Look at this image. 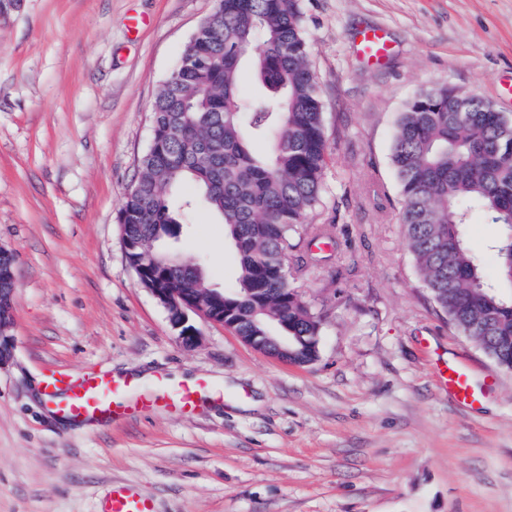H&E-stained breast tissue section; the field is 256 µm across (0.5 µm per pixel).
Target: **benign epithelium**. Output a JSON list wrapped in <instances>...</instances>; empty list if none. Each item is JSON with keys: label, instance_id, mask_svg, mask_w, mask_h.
I'll return each mask as SVG.
<instances>
[{"label": "benign epithelium", "instance_id": "obj_1", "mask_svg": "<svg viewBox=\"0 0 512 512\" xmlns=\"http://www.w3.org/2000/svg\"><path fill=\"white\" fill-rule=\"evenodd\" d=\"M125 253H135L129 265L134 270L137 283L147 290L163 306L172 328L177 332L179 343L185 348H193L200 341L199 330L190 322V316L198 315L234 331L239 325L236 307L233 305L215 306L203 292L190 293L175 277L165 274L157 276L152 272V256L142 250L138 241L123 237ZM17 288L15 258L12 250L0 246V366L7 363L13 354L14 340L8 334L14 317V295ZM242 340L255 350L290 364L288 340L275 335L255 332L242 337Z\"/></svg>", "mask_w": 512, "mask_h": 512}]
</instances>
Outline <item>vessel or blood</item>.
Here are the masks:
<instances>
[{
    "label": "vessel or blood",
    "mask_w": 512,
    "mask_h": 512,
    "mask_svg": "<svg viewBox=\"0 0 512 512\" xmlns=\"http://www.w3.org/2000/svg\"><path fill=\"white\" fill-rule=\"evenodd\" d=\"M360 52L370 61L384 59L391 45L378 28L365 29L359 40ZM443 386L455 402L476 406L482 399L470 381L469 370L460 363L442 367ZM133 378H115L103 371H91L79 379L71 378L60 370L50 371L43 392L49 405L61 418L73 421L106 424L113 419L149 409L151 400L133 397ZM208 383L198 381L180 387L162 386L161 401L168 408L188 413L198 408L203 393L209 392ZM103 512H154L151 501L124 485L113 486L103 505Z\"/></svg>",
    "instance_id": "b4317fda"
}]
</instances>
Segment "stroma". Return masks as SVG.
I'll use <instances>...</instances> for the list:
<instances>
[{
	"label": "stroma",
	"mask_w": 512,
	"mask_h": 512,
	"mask_svg": "<svg viewBox=\"0 0 512 512\" xmlns=\"http://www.w3.org/2000/svg\"><path fill=\"white\" fill-rule=\"evenodd\" d=\"M216 0H23L0 19V245L16 256L12 360L0 366V512H101L113 484L154 512H512V372L458 335L423 288L398 221L396 119L446 83L512 115V0H301L328 142L330 249L293 275L322 317L295 366L194 317L181 346L129 266L118 213L152 105ZM384 30L382 65L360 32ZM166 249L231 284L236 252L204 206ZM466 363L487 394L449 399ZM60 369L216 385L197 412L159 404L106 426L49 411ZM443 386L448 397L461 404L474 407L482 399L483 392L476 390L470 381V371L461 363H448L441 368Z\"/></svg>",
	"instance_id": "stroma-1"
}]
</instances>
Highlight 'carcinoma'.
I'll use <instances>...</instances> for the list:
<instances>
[{
	"mask_svg": "<svg viewBox=\"0 0 512 512\" xmlns=\"http://www.w3.org/2000/svg\"><path fill=\"white\" fill-rule=\"evenodd\" d=\"M299 0H216L204 32L185 45L153 103L152 136L141 171L119 210L131 237L151 239L160 270L191 271L189 288L211 287L200 265L156 242L174 232L176 213L202 202L224 223L237 251L224 297L242 304L268 288H291L295 239L318 240L308 221L324 189L327 139L320 81L307 62ZM250 64L257 89L240 85ZM468 94L441 85L415 95L395 126L391 164L402 195L400 223L424 287L451 326L512 371V118L486 104L458 111ZM185 182L196 198L169 197ZM501 227L488 275L466 244L474 213ZM288 345L308 359L321 319L288 294Z\"/></svg>",
	"mask_w": 512,
	"mask_h": 512,
	"instance_id": "carcinoma-1",
	"label": "carcinoma"
}]
</instances>
